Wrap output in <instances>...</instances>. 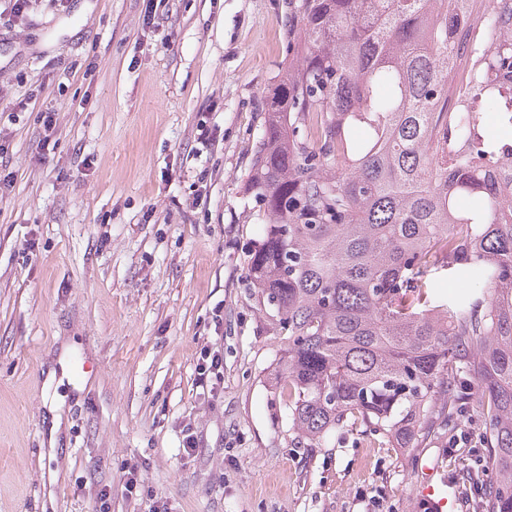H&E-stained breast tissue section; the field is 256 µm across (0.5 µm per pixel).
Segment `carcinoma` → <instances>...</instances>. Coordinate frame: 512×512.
I'll return each instance as SVG.
<instances>
[{
  "label": "carcinoma",
  "mask_w": 512,
  "mask_h": 512,
  "mask_svg": "<svg viewBox=\"0 0 512 512\" xmlns=\"http://www.w3.org/2000/svg\"><path fill=\"white\" fill-rule=\"evenodd\" d=\"M456 0H289L298 37L247 179L260 224L247 278L276 320L288 430L321 448L357 427L405 448L474 414L490 478L477 512H512V32L471 48L452 112ZM487 286L436 301L434 282ZM472 67V53L470 52H455L452 53L448 60V70L452 76L451 84L455 88V97L451 99L448 97V105L459 101L464 98L467 92L466 77L468 71Z\"/></svg>",
  "instance_id": "1"
}]
</instances>
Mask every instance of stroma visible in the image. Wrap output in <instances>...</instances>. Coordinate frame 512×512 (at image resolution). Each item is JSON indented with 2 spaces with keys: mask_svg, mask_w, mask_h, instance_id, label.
<instances>
[{
  "mask_svg": "<svg viewBox=\"0 0 512 512\" xmlns=\"http://www.w3.org/2000/svg\"><path fill=\"white\" fill-rule=\"evenodd\" d=\"M296 38L288 0H0V512H425L426 465L475 512L449 434L293 444L246 183Z\"/></svg>",
  "mask_w": 512,
  "mask_h": 512,
  "instance_id": "stroma-1",
  "label": "stroma"
}]
</instances>
